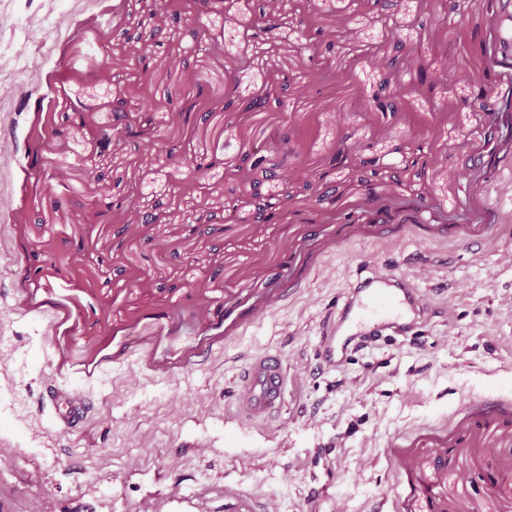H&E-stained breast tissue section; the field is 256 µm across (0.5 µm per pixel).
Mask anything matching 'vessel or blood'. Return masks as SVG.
I'll list each match as a JSON object with an SVG mask.
<instances>
[{"label":"vessel or blood","mask_w":512,"mask_h":512,"mask_svg":"<svg viewBox=\"0 0 512 512\" xmlns=\"http://www.w3.org/2000/svg\"><path fill=\"white\" fill-rule=\"evenodd\" d=\"M424 310L418 290L400 274L371 271L351 284L335 324L321 338L320 356L326 369L337 368L351 341L377 336L389 329L402 334L412 329ZM288 366L281 353L266 351L244 368L235 391L240 419L252 425L270 424L282 412L287 395ZM49 412L58 427L68 430L73 414L84 410L85 401L72 391H57L50 398Z\"/></svg>","instance_id":"vessel-or-blood-1"}]
</instances>
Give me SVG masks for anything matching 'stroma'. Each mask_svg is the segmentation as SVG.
<instances>
[{"label": "stroma", "instance_id": "stroma-1", "mask_svg": "<svg viewBox=\"0 0 512 512\" xmlns=\"http://www.w3.org/2000/svg\"><path fill=\"white\" fill-rule=\"evenodd\" d=\"M444 2L236 0L199 18L174 0L143 70L155 0H0V512H181L183 494L199 512H512V123L484 142L489 117L466 105L485 67L469 31L494 21L476 7L468 31L426 27ZM262 6L274 37L245 33ZM301 20L323 31L314 48ZM194 23L218 48L186 52ZM434 57L450 85L403 95L392 119L366 110ZM244 58L253 75L226 98ZM257 74L288 112L249 111ZM145 81L159 141L101 149L113 101L139 106ZM180 84L204 93L168 105ZM289 119L307 134L285 161ZM218 145L223 164L191 178ZM106 188L157 223L99 220ZM367 265L408 277L427 313L321 373L324 318ZM265 350L289 375L262 430L233 390ZM49 386L93 401L87 421L56 434L37 409Z\"/></svg>", "mask_w": 512, "mask_h": 512}]
</instances>
